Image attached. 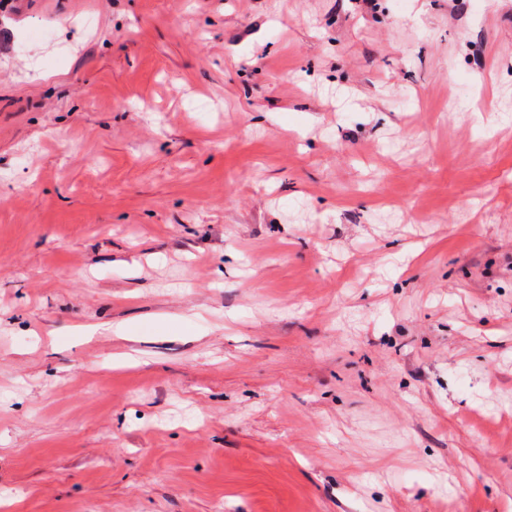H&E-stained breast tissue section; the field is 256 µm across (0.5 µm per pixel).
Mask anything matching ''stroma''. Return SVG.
<instances>
[{"mask_svg": "<svg viewBox=\"0 0 512 512\" xmlns=\"http://www.w3.org/2000/svg\"><path fill=\"white\" fill-rule=\"evenodd\" d=\"M506 112L512 0H0V512H512Z\"/></svg>", "mask_w": 512, "mask_h": 512, "instance_id": "stroma-1", "label": "stroma"}]
</instances>
